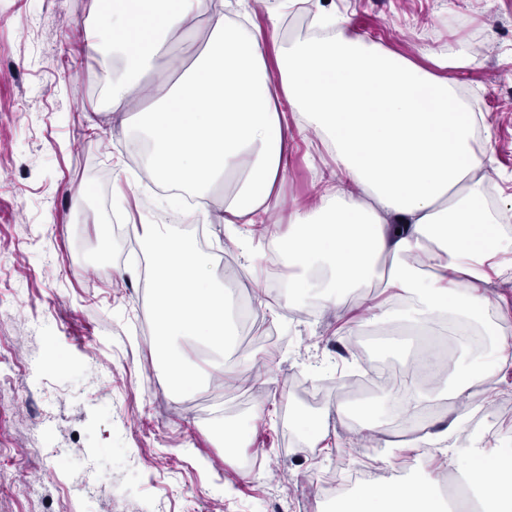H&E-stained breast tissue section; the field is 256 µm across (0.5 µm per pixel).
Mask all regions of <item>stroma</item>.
<instances>
[{
  "label": "stroma",
  "instance_id": "1",
  "mask_svg": "<svg viewBox=\"0 0 512 512\" xmlns=\"http://www.w3.org/2000/svg\"><path fill=\"white\" fill-rule=\"evenodd\" d=\"M275 0H249L251 22L277 47L305 36L316 13L333 11L351 35L425 65L423 53L448 56L444 75L482 112L474 146L489 179L485 203L512 199V0H301L279 25ZM99 18L94 0H0V512H332L323 495L333 481L354 493L352 470L378 478L423 480L434 470L464 483L438 454H406L396 470L384 448L354 434L360 411L374 413L389 439L401 421L395 387L382 374L403 366L404 348L368 324L342 334L343 309L312 314L294 303L259 309L256 323L276 339L238 336L226 359L229 379L174 396L156 356L146 289L129 229L168 216L130 161L144 140L121 128L104 106L118 60L85 49V29ZM288 116L280 214L309 207L330 158L315 135L301 136ZM208 219L183 214L175 225L200 234L215 274L237 270L230 286L247 300L282 282V262L265 260L283 224L226 226L224 189L212 190ZM109 237L101 259L80 248ZM259 370L247 371L250 361ZM342 418L327 417L333 404ZM328 420L332 448L313 446L295 412ZM247 426L238 446L224 427ZM69 449L52 470L53 447ZM106 495L76 494V481Z\"/></svg>",
  "mask_w": 512,
  "mask_h": 512
}]
</instances>
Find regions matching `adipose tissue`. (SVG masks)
I'll return each instance as SVG.
<instances>
[{
    "label": "adipose tissue",
    "mask_w": 512,
    "mask_h": 512,
    "mask_svg": "<svg viewBox=\"0 0 512 512\" xmlns=\"http://www.w3.org/2000/svg\"><path fill=\"white\" fill-rule=\"evenodd\" d=\"M222 0H108L109 26L93 28L85 48H111L122 65L112 72L107 109L124 116L135 89L151 83L161 96L140 124L151 144L142 170L155 183H174L196 199L224 187L225 224H262L278 204L274 191L286 166L285 113L274 89L312 128L333 166L321 176L316 202L288 215V231L273 237L283 260L288 297L346 308L350 326L404 320L426 329L443 321L462 330L482 321L492 303L485 263L504 238L498 213L484 204L474 146L482 113L468 111L454 83L437 76L447 56L430 50L431 69L351 36L343 17L327 13L331 36H307L282 47L277 75L264 58L265 33L223 12ZM208 16L214 39L177 86L181 68L163 48L175 33ZM376 285L380 292L352 305L349 295ZM443 375L453 417L427 436L449 463L466 457L467 480L512 512V459L452 436L474 400L492 403L494 367L482 355L440 354L425 342L414 357ZM336 512H445L421 483H369Z\"/></svg>",
    "instance_id": "1"
}]
</instances>
